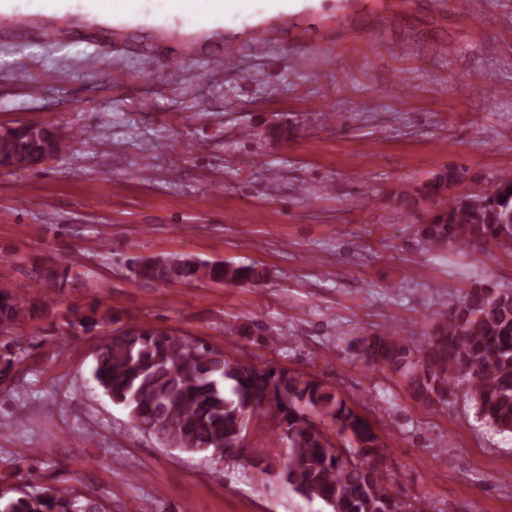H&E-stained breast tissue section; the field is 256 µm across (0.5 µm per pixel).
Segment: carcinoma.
Instances as JSON below:
<instances>
[{
	"label": "carcinoma",
	"mask_w": 512,
	"mask_h": 512,
	"mask_svg": "<svg viewBox=\"0 0 512 512\" xmlns=\"http://www.w3.org/2000/svg\"><path fill=\"white\" fill-rule=\"evenodd\" d=\"M53 133L26 122L0 133V166L33 169L43 163ZM465 169L450 167L420 186H401L390 202L413 218L420 248L487 253L512 249V177L496 190L459 194ZM145 281L253 284L263 274L252 265L188 258L171 253L132 258ZM52 298L32 295L0 278V379L23 362L14 330L51 312ZM112 316L73 311L61 335L103 329ZM366 363L401 374L414 398L434 407L461 387L478 412L512 433V290L474 284L437 314L423 344L387 327L360 341ZM93 376L103 392L136 409L135 425L168 448H192L222 458L224 447L245 435L244 422L277 419L286 440L284 476L293 492L323 501L330 512H424L399 496L379 465L382 445L368 423L324 384L297 372L256 368L204 340L136 324L108 332L95 347ZM0 512H108L94 491H62L50 483L32 490L0 491Z\"/></svg>",
	"instance_id": "carcinoma-1"
}]
</instances>
